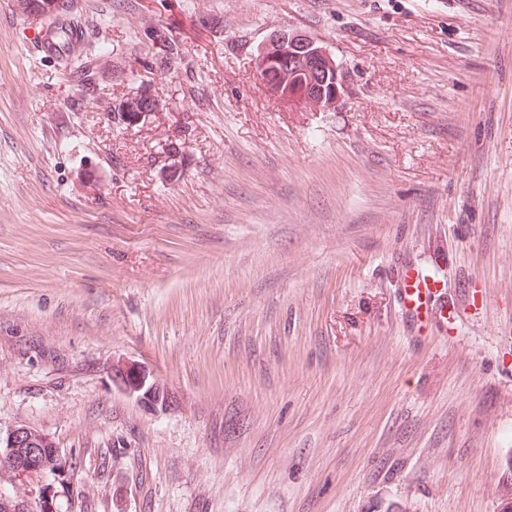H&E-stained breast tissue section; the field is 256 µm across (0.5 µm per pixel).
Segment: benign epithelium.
<instances>
[{
    "instance_id": "benign-epithelium-1",
    "label": "benign epithelium",
    "mask_w": 512,
    "mask_h": 512,
    "mask_svg": "<svg viewBox=\"0 0 512 512\" xmlns=\"http://www.w3.org/2000/svg\"><path fill=\"white\" fill-rule=\"evenodd\" d=\"M256 72L259 79L279 100L299 105L310 99L316 106L329 110L340 97L339 67L329 51L301 32L273 35L261 49ZM129 392L154 406L163 405L164 391L157 383L130 375ZM19 448L27 449L25 466L16 469L17 478L24 480L48 471L46 462L56 464L52 482L44 485L37 498L25 502L29 512H57L56 486H66L70 472L63 452L50 438L39 435L26 424L0 431V460L14 458Z\"/></svg>"
}]
</instances>
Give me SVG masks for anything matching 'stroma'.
Segmentation results:
<instances>
[{
	"mask_svg": "<svg viewBox=\"0 0 512 512\" xmlns=\"http://www.w3.org/2000/svg\"><path fill=\"white\" fill-rule=\"evenodd\" d=\"M73 17L85 40L40 58L25 43L48 25L0 0V429L80 451L58 512H498L512 0H75ZM157 29L184 49L165 74ZM287 31L335 58L334 110L258 78ZM139 92L159 109L104 117ZM408 264L444 315L403 317ZM127 374L130 375L129 392L131 394H137L139 399L154 406L163 405L162 397L164 396V391L159 384L151 383L147 385L145 380L136 377L131 371H127Z\"/></svg>",
	"mask_w": 512,
	"mask_h": 512,
	"instance_id": "obj_1",
	"label": "stroma"
}]
</instances>
